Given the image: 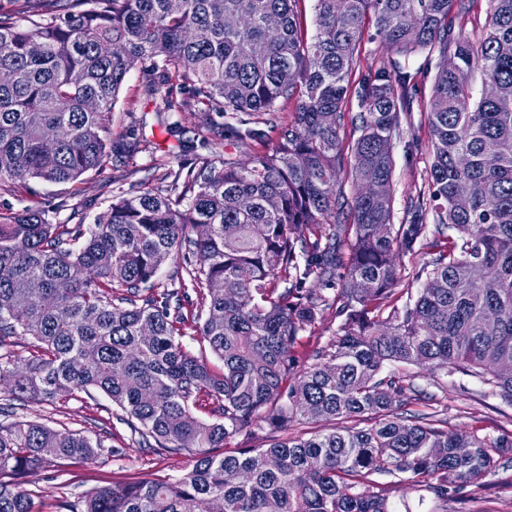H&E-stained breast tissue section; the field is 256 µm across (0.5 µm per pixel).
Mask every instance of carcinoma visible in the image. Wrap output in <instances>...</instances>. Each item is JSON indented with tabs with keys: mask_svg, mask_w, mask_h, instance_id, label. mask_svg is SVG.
Masks as SVG:
<instances>
[{
	"mask_svg": "<svg viewBox=\"0 0 512 512\" xmlns=\"http://www.w3.org/2000/svg\"><path fill=\"white\" fill-rule=\"evenodd\" d=\"M314 2L312 36L304 0H36L25 25L0 15V184L74 182L138 153L135 128L117 139L110 124L134 68L159 112L273 115L295 102L277 141L248 165L205 159L171 170L166 185L116 197L88 226L54 224L43 209L0 216V346L25 336L48 354H0L8 398L51 403L93 387L146 447L195 452L178 478L97 488L63 503L65 512H394L377 477L404 475L445 500L512 448V439L450 435L428 416H403L407 388L381 378L387 363L449 368L512 404L503 370L512 364V0H486L476 38L448 27L471 0ZM370 22L400 55L438 52L428 193L417 208L459 234L435 244L421 288L387 307L396 256L426 238L427 225L392 224V141L410 75L396 62L369 72L359 112L342 111ZM476 71L480 88L460 82ZM175 83L191 101L161 94ZM347 120L359 132L350 202L336 188ZM460 181L466 208L454 199ZM188 255L200 263L186 268L187 283L140 298L167 260ZM333 305L334 341L295 370L299 333ZM189 330L198 356L183 347ZM209 352L222 368L207 363ZM202 394L217 418L196 415ZM356 420L370 426H346ZM258 421L344 426L225 447ZM99 450L76 431L0 423V512H37L19 480Z\"/></svg>",
	"mask_w": 512,
	"mask_h": 512,
	"instance_id": "obj_1",
	"label": "carcinoma"
}]
</instances>
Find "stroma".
I'll use <instances>...</instances> for the list:
<instances>
[{
	"label": "stroma",
	"instance_id": "1",
	"mask_svg": "<svg viewBox=\"0 0 512 512\" xmlns=\"http://www.w3.org/2000/svg\"><path fill=\"white\" fill-rule=\"evenodd\" d=\"M437 56L422 51L406 57L404 63L413 76L410 107L402 114L400 127L393 139L394 171L392 178L393 221L408 223L410 208L420 191L426 190L429 173L427 108L432 94ZM144 75L131 70L120 89L112 114V130H127L134 120H142L147 148L131 158H116L104 169L93 170L81 180L47 183L29 179L11 190H0V212L24 207H42L67 201V210L57 214L60 223L77 221L91 224L105 215L113 196L137 192L155 186L168 169H176L209 157L202 143L213 136V129L225 119L214 115L212 125L202 124L195 112L157 113L152 102L141 94ZM289 112H280L271 121H259L262 138L240 140L225 137L221 155L242 164L271 148ZM195 130L197 145L180 144L171 136L170 123ZM338 322L333 310H326L312 325L300 333L293 349L298 368L313 364L316 350L335 339ZM412 384L416 400L404 408L405 414L436 415L441 429L451 434L477 432L494 438L512 439V404L507 403L479 379L439 370L416 373ZM120 409L97 389L65 394L48 405L37 399L19 403L16 416L21 420L54 421L56 428L78 431L101 441L103 449L92 461L55 472L41 469L27 474L22 487L34 499L39 512H60L62 501H75L86 492L102 486L118 487L128 481L150 482L176 478L193 464L190 453L169 455L141 447L139 437L121 421ZM390 498L397 512H512V453L503 454L494 474L479 484L449 492L447 502L430 491L412 486L396 477H388Z\"/></svg>",
	"mask_w": 512,
	"mask_h": 512
}]
</instances>
